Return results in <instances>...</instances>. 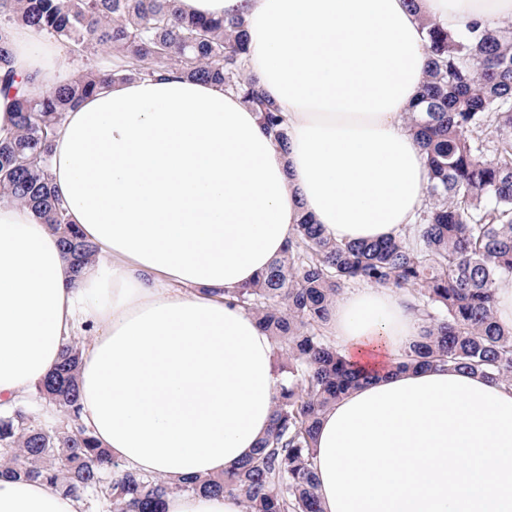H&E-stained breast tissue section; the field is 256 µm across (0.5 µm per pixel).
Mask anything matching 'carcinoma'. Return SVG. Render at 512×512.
I'll return each instance as SVG.
<instances>
[{"label": "carcinoma", "mask_w": 512, "mask_h": 512, "mask_svg": "<svg viewBox=\"0 0 512 512\" xmlns=\"http://www.w3.org/2000/svg\"><path fill=\"white\" fill-rule=\"evenodd\" d=\"M177 2L0 0V88L13 93L16 114L15 131L0 139V200L34 208L76 275L98 247L68 222L48 165L66 113L102 85L141 75L222 83L287 146L279 106L244 68V20L188 16ZM17 25L43 30L88 64L71 82L28 98L11 67L9 33ZM425 27L428 70L407 124L422 139L430 184L413 229L336 243L305 218L285 253L237 295L273 336L288 379L254 456L232 473L181 485L123 469L81 421V347L72 341L28 401L0 415V477L40 479L97 512H163L171 493L200 489L240 497L245 512H320L312 471L318 419L365 380L323 326L336 297L355 283L403 290L424 315L425 341L403 352L398 368L451 367L512 384V331L494 313L496 289L512 279V24L474 22L463 33ZM100 52L117 67L89 64ZM45 403L60 413L57 424L38 418Z\"/></svg>", "instance_id": "carcinoma-1"}]
</instances>
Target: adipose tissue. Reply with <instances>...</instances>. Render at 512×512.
<instances>
[{"label":"adipose tissue","mask_w":512,"mask_h":512,"mask_svg":"<svg viewBox=\"0 0 512 512\" xmlns=\"http://www.w3.org/2000/svg\"><path fill=\"white\" fill-rule=\"evenodd\" d=\"M240 16L246 68L277 101L279 149L240 95L184 77L116 81L67 113L50 160L70 223L107 263L73 279L33 209L0 201V412L93 330L81 416L127 469L181 482L234 471L267 436L282 383L274 339L234 294L312 217L328 239L403 234L423 207L425 154L402 116L428 63L424 20L452 32L512 18V0H179ZM28 97L71 68L44 32L11 31ZM406 294L365 285L325 332L368 377L320 418L323 512H512V387L443 368L396 370L420 340ZM0 512H83L75 497L0 478ZM166 512H244L174 493Z\"/></svg>","instance_id":"obj_1"}]
</instances>
